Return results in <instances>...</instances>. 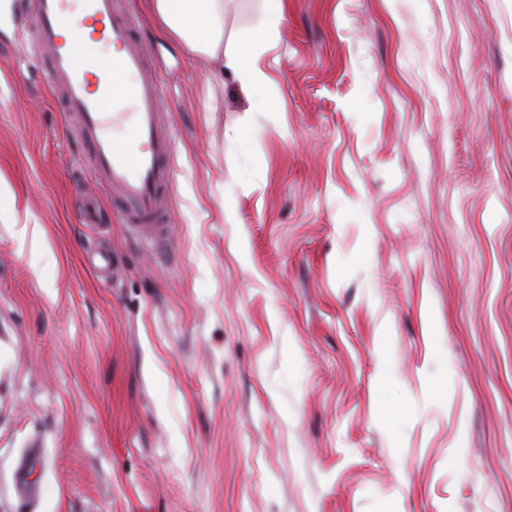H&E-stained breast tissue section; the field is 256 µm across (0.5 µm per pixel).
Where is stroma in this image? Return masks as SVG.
<instances>
[{
	"mask_svg": "<svg viewBox=\"0 0 512 512\" xmlns=\"http://www.w3.org/2000/svg\"><path fill=\"white\" fill-rule=\"evenodd\" d=\"M127 5L163 256L0 26V512H512V0H285L251 88Z\"/></svg>",
	"mask_w": 512,
	"mask_h": 512,
	"instance_id": "1",
	"label": "stroma"
}]
</instances>
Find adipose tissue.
<instances>
[{"instance_id":"adipose-tissue-1","label":"adipose tissue","mask_w":512,"mask_h":512,"mask_svg":"<svg viewBox=\"0 0 512 512\" xmlns=\"http://www.w3.org/2000/svg\"><path fill=\"white\" fill-rule=\"evenodd\" d=\"M155 13L165 30L194 54L219 57L222 69L242 84L254 86L265 74L254 62V44L224 49V0H155Z\"/></svg>"}]
</instances>
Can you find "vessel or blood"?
Wrapping results in <instances>:
<instances>
[{
    "label": "vessel or blood",
    "mask_w": 512,
    "mask_h": 512,
    "mask_svg": "<svg viewBox=\"0 0 512 512\" xmlns=\"http://www.w3.org/2000/svg\"><path fill=\"white\" fill-rule=\"evenodd\" d=\"M32 51L59 92L61 111L77 132L95 180L136 239L157 248L169 238L165 202L174 178L173 134L163 125V94L137 20L117 0H36ZM84 35L83 49L73 37Z\"/></svg>",
    "instance_id": "obj_1"
}]
</instances>
